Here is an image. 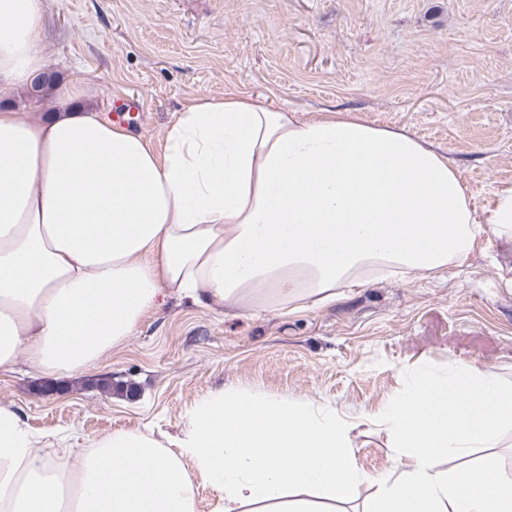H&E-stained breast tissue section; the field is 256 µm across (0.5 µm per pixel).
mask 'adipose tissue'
Segmentation results:
<instances>
[{
	"label": "adipose tissue",
	"instance_id": "1",
	"mask_svg": "<svg viewBox=\"0 0 512 512\" xmlns=\"http://www.w3.org/2000/svg\"><path fill=\"white\" fill-rule=\"evenodd\" d=\"M45 8L0 0V79L22 86L43 67ZM84 95L69 87L39 118L0 109V371H91L162 288L279 311L380 270L462 262L481 231L458 170L406 131L228 92L195 98L158 151ZM374 421L404 461L397 477L357 468L335 409L238 389L201 400L171 445L117 430L63 469L0 405V512H196L199 483L213 512H341L367 482L364 512H512L497 452L512 385L498 372L421 373Z\"/></svg>",
	"mask_w": 512,
	"mask_h": 512
}]
</instances>
